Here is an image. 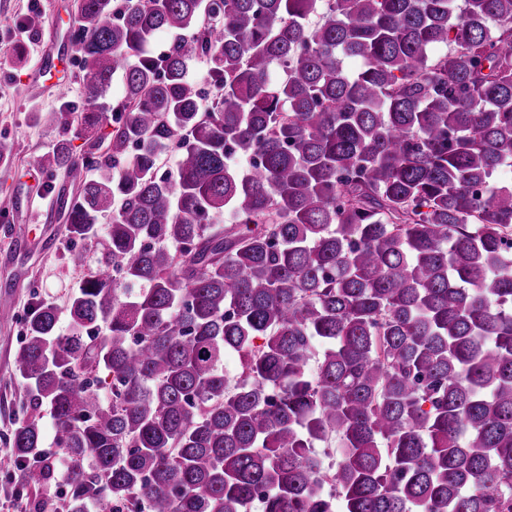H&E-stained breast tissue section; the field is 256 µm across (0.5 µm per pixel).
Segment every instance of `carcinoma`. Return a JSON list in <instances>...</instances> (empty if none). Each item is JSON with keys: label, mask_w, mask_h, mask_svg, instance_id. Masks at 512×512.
Here are the masks:
<instances>
[{"label": "carcinoma", "mask_w": 512, "mask_h": 512, "mask_svg": "<svg viewBox=\"0 0 512 512\" xmlns=\"http://www.w3.org/2000/svg\"><path fill=\"white\" fill-rule=\"evenodd\" d=\"M456 2L77 0L90 109L44 121L84 149L42 164L90 173L83 276L68 331L26 315L0 470L63 466L62 512H512V0Z\"/></svg>", "instance_id": "cac0c4a2"}]
</instances>
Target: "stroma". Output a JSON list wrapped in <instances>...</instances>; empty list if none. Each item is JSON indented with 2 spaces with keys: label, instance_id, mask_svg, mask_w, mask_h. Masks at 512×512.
<instances>
[{
  "label": "stroma",
  "instance_id": "obj_1",
  "mask_svg": "<svg viewBox=\"0 0 512 512\" xmlns=\"http://www.w3.org/2000/svg\"><path fill=\"white\" fill-rule=\"evenodd\" d=\"M30 11L31 0H0V142L11 149L0 163V295L14 301L10 312H0V456L16 422L12 404L24 394L13 354L22 340L30 285L40 282L43 297L62 308L82 276L64 256L61 210L77 182L63 170L46 172L40 159L57 141H69L77 152L84 139L75 128L36 119L37 113L84 103L72 38L76 0H40L45 25L36 35L24 26ZM47 52L54 64L41 76L35 67Z\"/></svg>",
  "mask_w": 512,
  "mask_h": 512
}]
</instances>
